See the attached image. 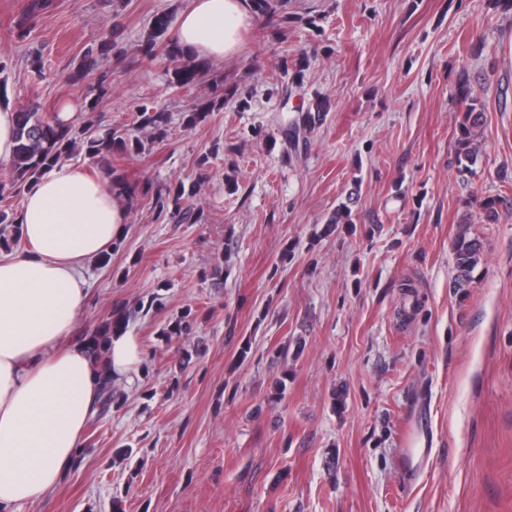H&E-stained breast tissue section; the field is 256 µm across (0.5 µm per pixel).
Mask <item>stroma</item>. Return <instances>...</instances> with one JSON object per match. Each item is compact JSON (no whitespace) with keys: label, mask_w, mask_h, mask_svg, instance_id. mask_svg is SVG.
<instances>
[{"label":"stroma","mask_w":512,"mask_h":512,"mask_svg":"<svg viewBox=\"0 0 512 512\" xmlns=\"http://www.w3.org/2000/svg\"><path fill=\"white\" fill-rule=\"evenodd\" d=\"M29 2L0 0V104L83 113L89 84L70 74L110 36L100 131L145 106L171 116L167 140L116 169L184 184L200 220L134 197L109 264L88 261L77 336L160 303L129 320L143 362L114 383L123 405L24 512H512V0H288L188 91L138 50L188 0H48L32 17ZM460 80L482 110L467 179ZM219 81L223 109L184 127ZM323 98L292 146L289 120ZM342 204L349 223H332ZM462 233L479 260L458 288ZM184 313L190 334L166 336ZM408 429L430 450L418 468Z\"/></svg>","instance_id":"35a3bbf8"}]
</instances>
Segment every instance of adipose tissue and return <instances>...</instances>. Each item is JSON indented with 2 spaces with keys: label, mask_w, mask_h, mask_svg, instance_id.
Instances as JSON below:
<instances>
[{
  "label": "adipose tissue",
  "mask_w": 512,
  "mask_h": 512,
  "mask_svg": "<svg viewBox=\"0 0 512 512\" xmlns=\"http://www.w3.org/2000/svg\"><path fill=\"white\" fill-rule=\"evenodd\" d=\"M248 0H190L177 38L214 62L233 56ZM22 246L0 253V512L43 501L72 469L102 395L100 370L74 335L85 263L122 236L127 211L107 185L69 163L31 183L17 215ZM109 375L133 380L143 360L127 333L107 343Z\"/></svg>",
  "instance_id": "adipose-tissue-1"
}]
</instances>
